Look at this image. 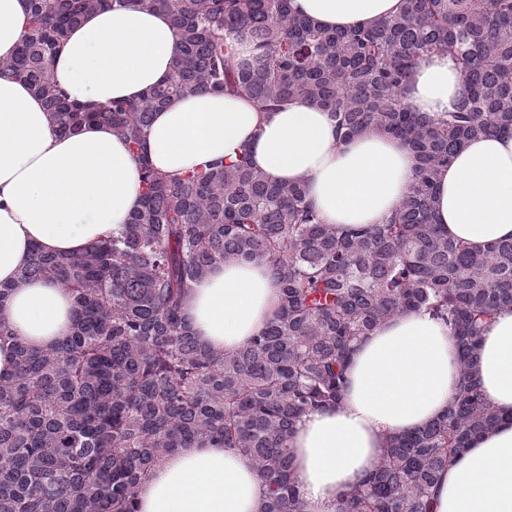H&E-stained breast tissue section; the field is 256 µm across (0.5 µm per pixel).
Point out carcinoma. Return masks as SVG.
Returning a JSON list of instances; mask_svg holds the SVG:
<instances>
[{"instance_id": "carcinoma-1", "label": "carcinoma", "mask_w": 512, "mask_h": 512, "mask_svg": "<svg viewBox=\"0 0 512 512\" xmlns=\"http://www.w3.org/2000/svg\"><path fill=\"white\" fill-rule=\"evenodd\" d=\"M291 0H30L8 70L67 132L106 123L140 169L139 206L112 238L76 255L33 248L21 282L44 279L73 304L68 336L35 348L13 339L0 379V512H137V489L179 448H236L266 486L261 512H304L289 438L338 404L358 342L406 311L445 319L461 382L446 411L393 436L337 512H431L441 474L499 414L468 374L495 313L512 307V239L478 252L435 222V181L476 137L512 135V0H403L398 14L350 31L321 29ZM164 11L179 52L167 81L138 101L69 103L53 61L88 12ZM455 56L466 94L438 123L404 101L412 69ZM245 95L266 111L302 98L332 113L344 139L375 127L406 142L418 167L382 224L338 231L303 183L273 184L246 156L171 179L143 152L152 114L196 91ZM280 271L264 332L228 353L182 316L191 285L219 262Z\"/></svg>"}]
</instances>
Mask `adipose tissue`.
Listing matches in <instances>:
<instances>
[{"label":"adipose tissue","instance_id":"obj_1","mask_svg":"<svg viewBox=\"0 0 512 512\" xmlns=\"http://www.w3.org/2000/svg\"><path fill=\"white\" fill-rule=\"evenodd\" d=\"M402 0H291L294 12L329 28L367 26L396 15ZM29 17L28 0H0V305L13 339L0 340V378L14 372L13 341L46 348L68 335L72 303L45 280L18 282L32 247L79 253L121 230L139 202L140 171L105 124L61 133L43 100L7 68ZM178 34L160 11L87 13L55 61L69 100H138L168 77ZM465 94L454 57L420 59L405 94L432 120ZM159 171L178 177L214 160L248 154L272 183L303 182L306 199L336 229L380 224L406 196L417 161L401 139L369 129L345 140L329 112L295 98L274 112L251 99L189 93L154 112L144 141ZM437 217L449 238L476 250L512 238V136L472 139L437 176ZM280 298L276 269L224 262L185 297L183 316L200 341L232 352L259 335ZM447 323L410 311L381 323L356 346L336 406L298 422L289 445L305 512H335L360 484L390 436L418 430L448 407L460 371ZM502 422L474 439L438 482L433 512H512V309L486 327L471 367ZM265 487L234 448H182L138 490V512H260Z\"/></svg>","mask_w":512,"mask_h":512}]
</instances>
